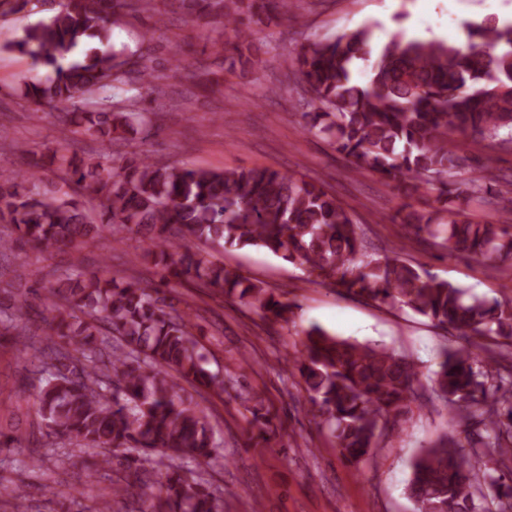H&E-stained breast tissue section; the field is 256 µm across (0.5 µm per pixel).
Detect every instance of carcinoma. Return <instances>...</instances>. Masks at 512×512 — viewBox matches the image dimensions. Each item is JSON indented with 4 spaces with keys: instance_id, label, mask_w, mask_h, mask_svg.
Listing matches in <instances>:
<instances>
[{
    "instance_id": "carcinoma-1",
    "label": "carcinoma",
    "mask_w": 512,
    "mask_h": 512,
    "mask_svg": "<svg viewBox=\"0 0 512 512\" xmlns=\"http://www.w3.org/2000/svg\"><path fill=\"white\" fill-rule=\"evenodd\" d=\"M198 16L217 13L236 33L225 52L229 69L256 66L245 54L246 23L284 13L294 0H189ZM155 17L154 0H61L46 18L25 27L3 46L45 70L25 95L63 110L73 132L110 142L119 130L151 122L147 112L117 108L112 91L124 83L121 57L107 44L115 9ZM465 48L394 33L372 49L373 30L360 26L299 48L296 70L310 129L345 155L355 171L368 170L409 197L420 187L437 192L441 208L408 203L396 218L409 233L449 255L496 270L512 258V227L476 224L470 202L512 204V175L469 176L458 135L512 145V24L468 26ZM370 64L367 82L351 69ZM137 96L159 79L137 70ZM57 165L61 185L40 187L44 161ZM29 175L0 180V258L20 245L43 251L69 249L73 262L46 289L50 337L16 347L44 374L37 415L47 435L107 450L88 477L117 467L123 476L91 512H112L118 498L134 500L129 512H222L203 479L188 480L182 463L211 459L217 445L209 415L179 391L188 383L224 394V377L206 368L195 324L142 272L117 279L80 266V247L104 235L137 238L149 247L132 264L162 272L160 284L192 281L231 294L268 326L294 322V304L276 292L209 259L201 241L262 247L297 264L314 282L381 304L399 305L453 330L463 344L442 353L434 393L448 404L444 434L412 463L409 497L416 512H512V360L494 348H512V299L489 300L437 279L394 255L364 261L365 239L351 212L323 185L264 167L221 171L178 167L157 155L123 162L114 173L106 156H81L61 144L32 155ZM100 202L91 220L86 200ZM18 296L0 307V335H12L26 314ZM299 356L288 361L322 425L344 458L358 463L383 435L413 412L422 384L414 364L389 349L330 335L318 325L298 331ZM249 428L268 442V414L256 393ZM167 460L165 470L148 468Z\"/></svg>"
}]
</instances>
